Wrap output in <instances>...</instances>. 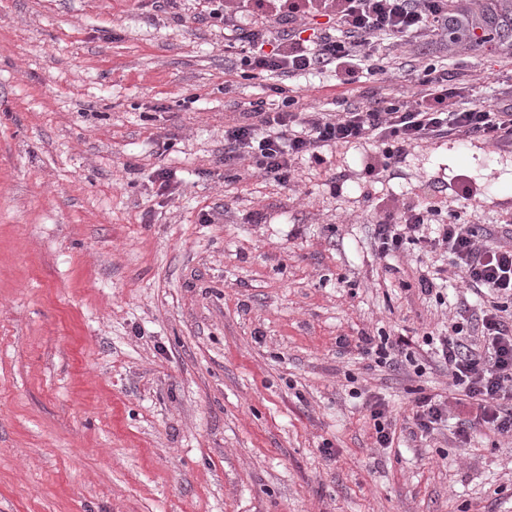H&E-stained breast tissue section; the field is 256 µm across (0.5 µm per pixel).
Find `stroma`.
Listing matches in <instances>:
<instances>
[{
	"instance_id": "35a3bbf8",
	"label": "stroma",
	"mask_w": 512,
	"mask_h": 512,
	"mask_svg": "<svg viewBox=\"0 0 512 512\" xmlns=\"http://www.w3.org/2000/svg\"><path fill=\"white\" fill-rule=\"evenodd\" d=\"M210 7L0 0V512H512V439L409 435L418 390L453 395L422 336L458 295L420 290L452 278L442 253L378 255L368 202H444L465 174L500 233L512 147L437 138L372 182L338 145L287 185L249 161L226 179L225 128L279 79L237 75ZM487 29L479 51L385 40L388 74L355 89L406 94L398 64L439 56L510 103L512 24ZM288 87L348 95L329 72ZM381 333L422 375L367 358ZM370 415L374 420L376 442L381 448H393L396 438V428H393L392 421L388 419L386 408L380 401L369 405Z\"/></svg>"
}]
</instances>
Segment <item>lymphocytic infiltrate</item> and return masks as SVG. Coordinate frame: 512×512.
Returning <instances> with one entry per match:
<instances>
[{"instance_id": "1", "label": "lymphocytic infiltrate", "mask_w": 512, "mask_h": 512, "mask_svg": "<svg viewBox=\"0 0 512 512\" xmlns=\"http://www.w3.org/2000/svg\"><path fill=\"white\" fill-rule=\"evenodd\" d=\"M211 19L223 23L225 51H238L240 75L246 79L277 75L292 78L312 72L335 73L343 85L362 76L385 74L380 42L413 34L442 37L456 28L467 48L482 46L487 16L506 14L500 0H211ZM257 21L238 27V14ZM332 20L330 30L304 34L300 24L311 16ZM412 89L409 97L380 96L344 100L339 110L302 107L286 87L274 86L277 108L264 100L248 102L247 122L224 131V165L235 170L251 159L260 173L287 184L296 161L322 162L324 148L373 142L375 152L362 158L367 174L377 176L399 164L410 148L436 137L481 140L494 146L512 145V107L474 103V87L460 86L438 60L405 62ZM452 192L459 209L437 223L441 210L432 204L411 205L392 199L377 214L375 242L387 257L413 245L422 252L444 249L461 274L463 288L480 297L479 308L460 304L442 337L425 334L439 363L446 367L457 393L454 403L420 393L414 400V434L427 435L447 421L450 406L472 408L475 419L461 418L460 442L472 437L475 422L494 435L512 437V244L491 238L484 225L469 223L466 210L481 193L465 175ZM436 224L437 234L423 229Z\"/></svg>"}]
</instances>
